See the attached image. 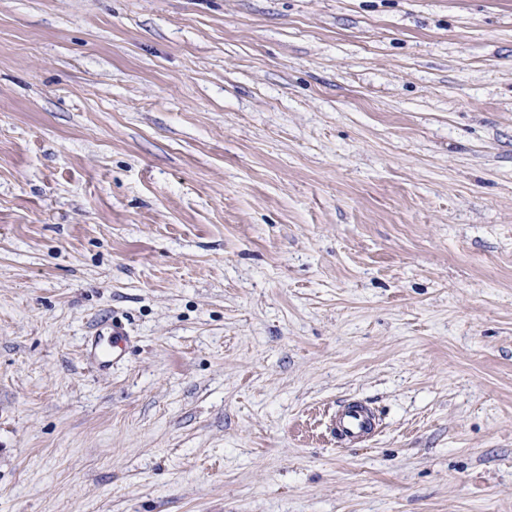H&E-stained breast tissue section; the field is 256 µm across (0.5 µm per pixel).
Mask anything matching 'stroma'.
<instances>
[{
	"label": "stroma",
	"mask_w": 512,
	"mask_h": 512,
	"mask_svg": "<svg viewBox=\"0 0 512 512\" xmlns=\"http://www.w3.org/2000/svg\"><path fill=\"white\" fill-rule=\"evenodd\" d=\"M0 512H512V0H0ZM106 336V343L108 344V347H110L113 351L114 349L118 348L120 342L126 335L123 332L122 327L114 319H112V322L101 321L98 324L97 331L91 344L89 355L102 368L107 367L108 364L112 361L111 359H109L110 356H105L102 354L101 343ZM336 434L348 444L361 443L379 431L377 414L360 401L342 403L334 417Z\"/></svg>",
	"instance_id": "1"
}]
</instances>
